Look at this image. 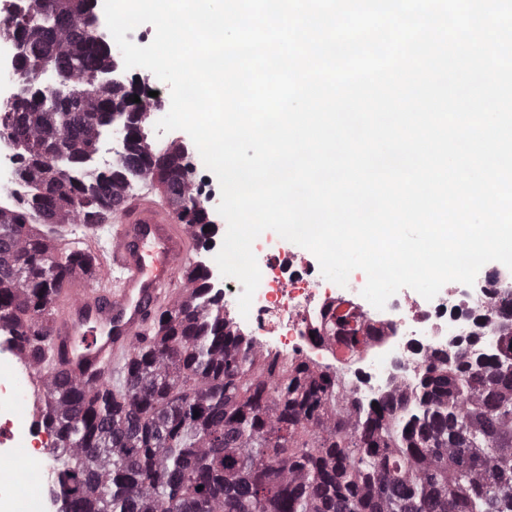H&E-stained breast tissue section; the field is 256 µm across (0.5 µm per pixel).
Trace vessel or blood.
Returning <instances> with one entry per match:
<instances>
[{"mask_svg":"<svg viewBox=\"0 0 512 512\" xmlns=\"http://www.w3.org/2000/svg\"><path fill=\"white\" fill-rule=\"evenodd\" d=\"M155 193L154 184L145 182L124 200L107 239L95 242L99 291L74 288L60 296L54 338L67 351L66 372L73 379L117 365L142 335L157 302L176 301L184 291L180 276L197 251L195 241ZM15 370L32 399H39L47 377L35 361L18 357Z\"/></svg>","mask_w":512,"mask_h":512,"instance_id":"b4317fda","label":"vessel or blood"}]
</instances>
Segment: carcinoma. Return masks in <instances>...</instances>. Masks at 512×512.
<instances>
[{"label": "carcinoma", "mask_w": 512, "mask_h": 512, "mask_svg": "<svg viewBox=\"0 0 512 512\" xmlns=\"http://www.w3.org/2000/svg\"><path fill=\"white\" fill-rule=\"evenodd\" d=\"M37 2L39 22L25 12L0 35L25 47L19 83L59 61L68 95L51 102L32 91L0 107L24 186L22 203L0 204V328L50 376L40 425L54 437L65 512H512V333L496 334V351L477 360L461 349L430 360L410 395L363 411L337 370L231 333L208 269L195 264L186 295L156 309L112 377H65L53 296L96 280L97 260L58 248L54 228L99 225L134 173L165 188L200 244L210 218L183 148L152 145L133 117V153L75 177L113 103L137 96L146 112L153 97L99 81L112 62L91 0ZM59 15L76 24L56 26ZM325 335L364 340L343 315Z\"/></svg>", "instance_id": "1"}]
</instances>
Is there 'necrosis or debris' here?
<instances>
[{"label":"necrosis or debris","instance_id":"1","mask_svg":"<svg viewBox=\"0 0 512 512\" xmlns=\"http://www.w3.org/2000/svg\"><path fill=\"white\" fill-rule=\"evenodd\" d=\"M19 158L0 117V203L16 202L23 189L18 180ZM264 253L261 280L248 315H241L239 281L223 279L212 248L200 260L209 271L212 293L224 300V310L236 327L253 338L256 346L336 366L361 408H369L395 387L415 382L421 365L445 352L449 345L466 347L470 356L481 357L494 349L486 317L500 302L512 298V271L481 276L470 287H444L433 299L401 289L384 309H376L361 294V279L346 286L325 280L314 262L277 246ZM346 312L370 326L366 343L350 347L343 340L326 341L321 325L333 312ZM14 353L0 348V449L20 454L25 468L14 488L15 512H41L51 501L52 486L42 461L52 440L25 418L21 378L14 372Z\"/></svg>","mask_w":512,"mask_h":512}]
</instances>
